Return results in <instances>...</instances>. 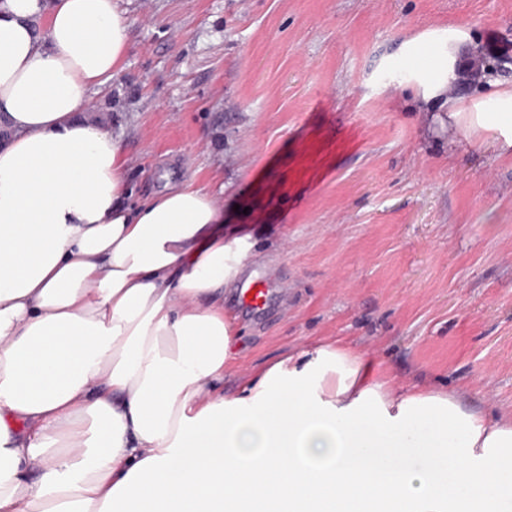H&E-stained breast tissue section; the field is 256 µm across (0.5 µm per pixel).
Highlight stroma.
<instances>
[{
    "label": "stroma",
    "mask_w": 512,
    "mask_h": 512,
    "mask_svg": "<svg viewBox=\"0 0 512 512\" xmlns=\"http://www.w3.org/2000/svg\"><path fill=\"white\" fill-rule=\"evenodd\" d=\"M130 50L94 94L128 161L127 204L190 181L252 227L264 310L224 288L237 355L219 390L339 336L398 387L512 413V160L449 153L385 58L471 29L489 92L512 0H120Z\"/></svg>",
    "instance_id": "35a3bbf8"
}]
</instances>
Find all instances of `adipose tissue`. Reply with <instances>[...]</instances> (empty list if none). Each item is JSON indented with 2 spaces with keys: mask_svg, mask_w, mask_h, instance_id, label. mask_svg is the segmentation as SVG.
Wrapping results in <instances>:
<instances>
[{
  "mask_svg": "<svg viewBox=\"0 0 512 512\" xmlns=\"http://www.w3.org/2000/svg\"><path fill=\"white\" fill-rule=\"evenodd\" d=\"M129 26L119 0H0V512H501L512 418L393 387L345 339L217 392L252 235L187 182L125 203L120 139L90 114ZM477 54L444 26L399 47L449 150L512 158V80L458 94Z\"/></svg>",
  "mask_w": 512,
  "mask_h": 512,
  "instance_id": "obj_1",
  "label": "adipose tissue"
}]
</instances>
